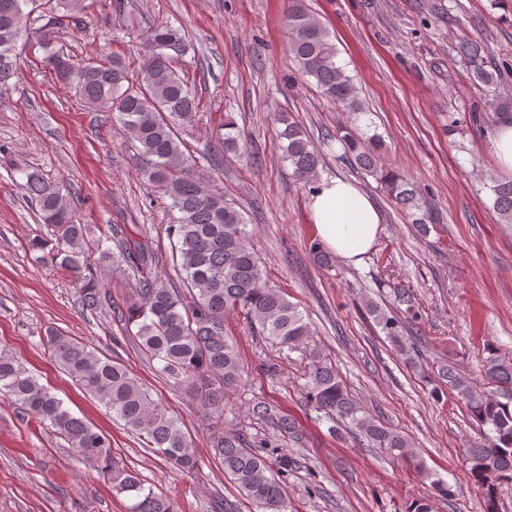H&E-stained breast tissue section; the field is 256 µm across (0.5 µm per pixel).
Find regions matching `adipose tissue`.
<instances>
[{"label":"adipose tissue","instance_id":"1","mask_svg":"<svg viewBox=\"0 0 512 512\" xmlns=\"http://www.w3.org/2000/svg\"><path fill=\"white\" fill-rule=\"evenodd\" d=\"M319 241L340 260L360 264L381 231V216L356 182L342 177L323 180L309 201Z\"/></svg>","mask_w":512,"mask_h":512}]
</instances>
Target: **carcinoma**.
Here are the masks:
<instances>
[{"instance_id": "cac0c4a2", "label": "carcinoma", "mask_w": 512, "mask_h": 512, "mask_svg": "<svg viewBox=\"0 0 512 512\" xmlns=\"http://www.w3.org/2000/svg\"><path fill=\"white\" fill-rule=\"evenodd\" d=\"M86 0H0V91L10 87L16 75L14 46L33 34L43 50L42 63L54 83L69 89L79 102L112 113L115 129L130 143L134 159L151 192L169 201L172 213L166 231L176 280L159 270V261L148 240H116L115 249L92 250L90 228L76 218L70 191L61 181L38 172L26 174L22 189L35 201L38 216L51 230L50 238H34L39 261L75 275L80 284L84 310L95 311L110 302L103 276L120 272L131 282L132 294L121 315L136 326L135 336L144 353L159 362L158 372L195 399L209 421L214 457L228 478L259 512H286L285 478L301 467V458L290 455L282 442H301L294 419L280 416L272 406L252 404L256 420L271 421L273 437L252 440L244 428L224 427V407L229 391L242 385L246 376L236 348L224 337V319L243 317L254 336L261 337L280 353H302L306 359L305 398L328 432L339 433L347 424L369 448L429 477L431 471L409 438L366 412L344 386L332 363L309 348V323L299 305L270 284L261 259L254 250L244 210L224 198L196 174L200 159L179 134L195 121L201 99L182 71L183 58L191 49L183 29L161 24L142 39V62L117 54L78 59L55 45V30H78ZM288 52L295 73L314 81L320 95L353 115L363 113L352 77L337 61L336 44L325 25L308 9L305 0H289ZM460 63L475 81L492 87L501 72L489 65L482 45L464 40L457 45ZM495 122L512 123V96L491 102ZM276 121L280 162L291 176L310 184L319 173L322 154L308 133L290 117ZM327 141L344 145L351 165L378 180L395 203L421 230L432 223L430 204L419 186L392 166L378 152L377 138H364L348 126L322 134ZM214 144L228 153L256 159L242 139L232 116L215 130ZM493 205L501 219L512 224V181H492ZM368 312L400 353L407 351L398 320L370 303ZM43 343L55 364L84 391L96 398L124 428L142 437L145 445L172 468L190 474L199 459L177 417L160 407L150 392L121 364L101 356L89 345L58 331L47 332ZM484 374L496 386L482 391L466 376L448 368V381L469 416L488 427L485 443L466 449L468 476L482 495L486 512H497L502 482H512V363L489 356ZM0 393L27 414L53 428L76 455L100 469L113 488L129 501L128 512H176L167 495L145 486L137 473L119 467L112 459L106 434L87 424L66 408L63 401L43 386L38 377L13 355L0 351Z\"/></svg>"}]
</instances>
